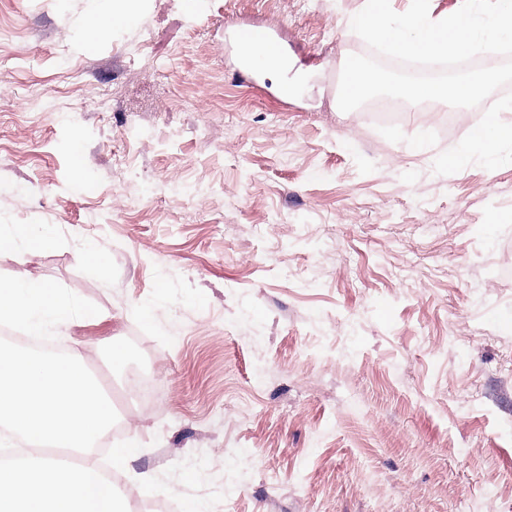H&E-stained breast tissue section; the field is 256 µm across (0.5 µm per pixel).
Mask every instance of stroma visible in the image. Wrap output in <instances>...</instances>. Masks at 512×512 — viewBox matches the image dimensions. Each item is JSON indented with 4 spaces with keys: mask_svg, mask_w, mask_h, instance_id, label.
I'll list each match as a JSON object with an SVG mask.
<instances>
[{
    "mask_svg": "<svg viewBox=\"0 0 512 512\" xmlns=\"http://www.w3.org/2000/svg\"><path fill=\"white\" fill-rule=\"evenodd\" d=\"M114 3L0 0V233L50 240L0 274L99 307L54 342L124 408L151 478L122 483L203 512H512V143L440 162L512 104L341 111L364 0H138L87 41ZM238 23L286 64L241 82ZM135 368L156 406L122 397ZM119 2H122V8L119 10L113 9L112 14L95 13L94 19L87 31V37L89 40H94L99 37L105 27L109 25L117 26L127 21L134 11L136 2L138 1L124 0ZM234 35L237 42L242 44L262 45L270 54L280 56L281 51L275 38L269 31L259 25H249L234 29Z\"/></svg>",
    "mask_w": 512,
    "mask_h": 512,
    "instance_id": "35a3bbf8",
    "label": "stroma"
}]
</instances>
